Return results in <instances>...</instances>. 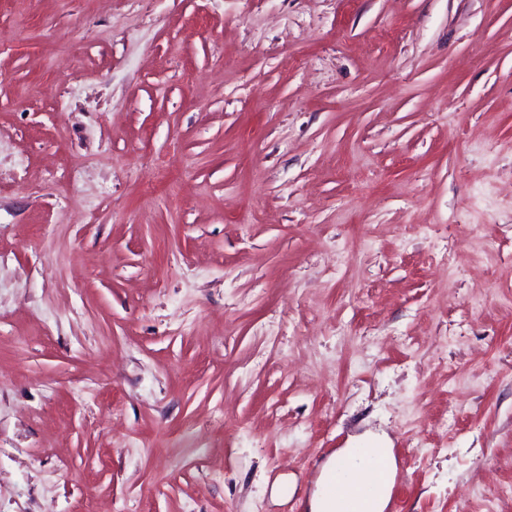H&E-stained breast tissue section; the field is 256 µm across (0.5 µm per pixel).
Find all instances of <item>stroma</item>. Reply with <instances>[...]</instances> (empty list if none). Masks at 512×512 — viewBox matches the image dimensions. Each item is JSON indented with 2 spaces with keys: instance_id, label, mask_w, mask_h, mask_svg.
<instances>
[{
  "instance_id": "obj_1",
  "label": "stroma",
  "mask_w": 512,
  "mask_h": 512,
  "mask_svg": "<svg viewBox=\"0 0 512 512\" xmlns=\"http://www.w3.org/2000/svg\"><path fill=\"white\" fill-rule=\"evenodd\" d=\"M512 512V0H0V512ZM359 448L341 449L322 467L318 488L312 498L309 512H344V501L357 495L363 487H371V495L367 502L368 509L364 512H385L397 474V464L392 448L372 447L362 451L365 457L372 459L373 465L380 467L382 452L374 448L383 449L384 470L381 474L376 473L370 463L357 459ZM340 474V487L343 494L337 499L327 497L324 486Z\"/></svg>"
}]
</instances>
